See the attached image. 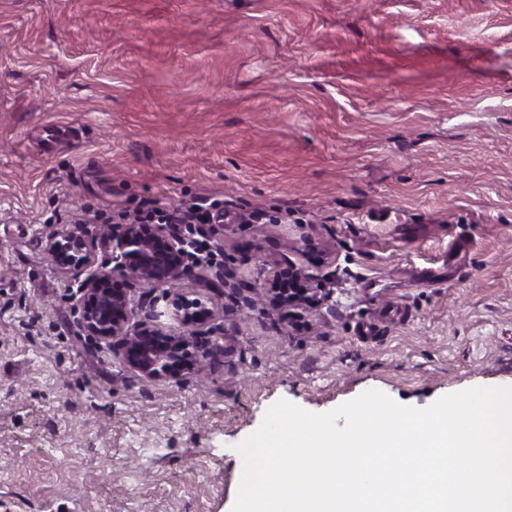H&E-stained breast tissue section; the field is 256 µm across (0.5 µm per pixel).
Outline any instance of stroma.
I'll use <instances>...</instances> for the list:
<instances>
[{
	"label": "stroma",
	"instance_id": "stroma-1",
	"mask_svg": "<svg viewBox=\"0 0 512 512\" xmlns=\"http://www.w3.org/2000/svg\"><path fill=\"white\" fill-rule=\"evenodd\" d=\"M202 197L213 264L329 296L185 280L223 332L148 382L47 243ZM477 386H512V0H0V512H232L277 401ZM281 283L270 298L265 296L276 310H307L324 298V295L321 298L317 296V290L320 288H281Z\"/></svg>",
	"mask_w": 512,
	"mask_h": 512
}]
</instances>
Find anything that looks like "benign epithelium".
Returning <instances> with one entry per match:
<instances>
[{
    "instance_id": "7a95c632",
    "label": "benign epithelium",
    "mask_w": 512,
    "mask_h": 512,
    "mask_svg": "<svg viewBox=\"0 0 512 512\" xmlns=\"http://www.w3.org/2000/svg\"><path fill=\"white\" fill-rule=\"evenodd\" d=\"M51 262L80 278L77 292L79 327L87 336L112 343L123 364L145 380L160 376L180 380L200 371L210 354L209 337L215 334V310L180 287L192 268H207L196 239L185 235L180 224L112 225L94 235L70 232L50 238ZM112 252L115 265H96L97 253ZM131 282L163 287L170 315L179 323L165 332L154 322L164 315L148 298L150 322H131V299L125 285ZM320 301L315 288H277L268 298L277 310H306Z\"/></svg>"
}]
</instances>
